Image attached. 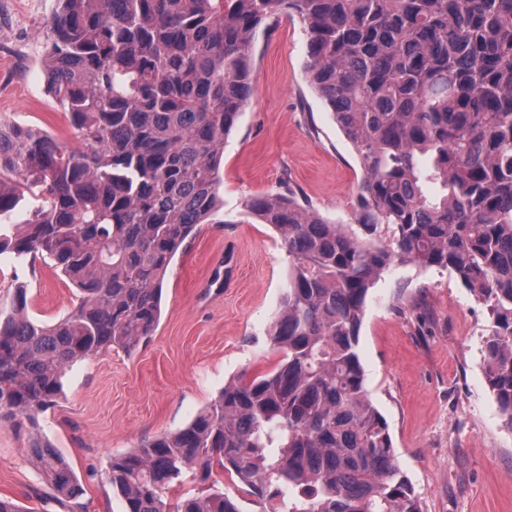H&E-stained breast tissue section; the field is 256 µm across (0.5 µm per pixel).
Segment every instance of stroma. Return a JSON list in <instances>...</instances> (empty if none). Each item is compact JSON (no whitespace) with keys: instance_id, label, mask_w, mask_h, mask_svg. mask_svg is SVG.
Instances as JSON below:
<instances>
[{"instance_id":"stroma-1","label":"stroma","mask_w":512,"mask_h":512,"mask_svg":"<svg viewBox=\"0 0 512 512\" xmlns=\"http://www.w3.org/2000/svg\"><path fill=\"white\" fill-rule=\"evenodd\" d=\"M54 0H0V122H21L79 142L45 94L41 50ZM298 19L258 33L253 92L224 141L221 206L178 253L162 314L133 353L114 350L68 369L40 434L74 469L84 512H124L108 477L113 456L190 423L225 383L278 360L267 333L288 280L270 225L249 216L257 195L296 191L325 219L349 223L363 173L328 104L306 80ZM25 285L29 312L52 322L77 290L43 261L0 255V309ZM482 301L448 272L396 263L370 290L358 336L369 397L385 418L400 468L422 512H512V428L486 382ZM28 428L0 426V497L22 512H65L32 463Z\"/></svg>"}]
</instances>
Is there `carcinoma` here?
Wrapping results in <instances>:
<instances>
[{
	"label": "carcinoma",
	"instance_id": "cac0c4a2",
	"mask_svg": "<svg viewBox=\"0 0 512 512\" xmlns=\"http://www.w3.org/2000/svg\"><path fill=\"white\" fill-rule=\"evenodd\" d=\"M297 17L306 75L363 178L352 224L293 190L248 214L271 225L288 284L269 370L224 385L186 427L112 457L126 512H422L356 350L369 290L396 262L446 270L489 314L483 370L512 427V0H57L45 93L80 147L0 123V253L40 258L78 290L52 324L27 289L0 311V423L37 429L74 363L153 335L162 283L219 208L224 139L249 100L261 26ZM28 454L51 498L83 512L52 443ZM192 484L198 493L168 500Z\"/></svg>",
	"mask_w": 512,
	"mask_h": 512
}]
</instances>
